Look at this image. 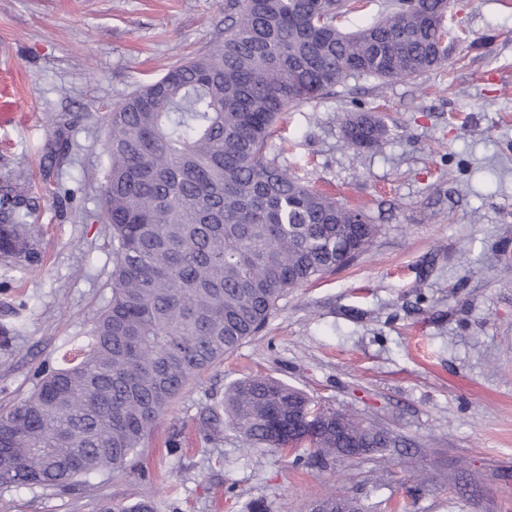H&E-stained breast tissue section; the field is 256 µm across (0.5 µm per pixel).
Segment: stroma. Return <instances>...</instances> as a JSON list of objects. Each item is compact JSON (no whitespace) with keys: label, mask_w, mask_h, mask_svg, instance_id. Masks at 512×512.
<instances>
[{"label":"stroma","mask_w":512,"mask_h":512,"mask_svg":"<svg viewBox=\"0 0 512 512\" xmlns=\"http://www.w3.org/2000/svg\"><path fill=\"white\" fill-rule=\"evenodd\" d=\"M228 0H0V71L27 115L0 127V196L41 260H0V415L43 369L80 357L112 298L101 115L224 38ZM448 59L411 80L347 79L285 113L269 156L362 208L380 232L288 291L265 328L192 378L125 470L0 485V512H94L152 495L163 512H308L343 488L361 512H512V0H451ZM387 137L347 148V113ZM269 375L409 439L325 465L246 451L207 407ZM180 447H169L172 436ZM427 474L426 491L415 492Z\"/></svg>","instance_id":"1"}]
</instances>
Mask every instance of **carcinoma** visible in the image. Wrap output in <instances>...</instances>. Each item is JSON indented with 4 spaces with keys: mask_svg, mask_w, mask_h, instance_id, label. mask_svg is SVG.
I'll use <instances>...</instances> for the list:
<instances>
[{
    "mask_svg": "<svg viewBox=\"0 0 512 512\" xmlns=\"http://www.w3.org/2000/svg\"><path fill=\"white\" fill-rule=\"evenodd\" d=\"M450 0H395L347 32V0H234L224 39L176 64L105 113L103 189L112 230V299L76 363L42 376L0 415V484L58 486L137 455L189 380L256 335L288 290L367 251L363 210L302 182L268 157L283 112L354 75L414 79L447 59ZM350 149L373 150L387 129L348 114ZM33 229L0 198V257L31 254ZM214 420L255 450L288 441L343 458L396 445L384 425L323 407L273 377L233 383ZM97 512H158L102 502Z\"/></svg>",
    "mask_w": 512,
    "mask_h": 512,
    "instance_id": "1",
    "label": "carcinoma"
}]
</instances>
